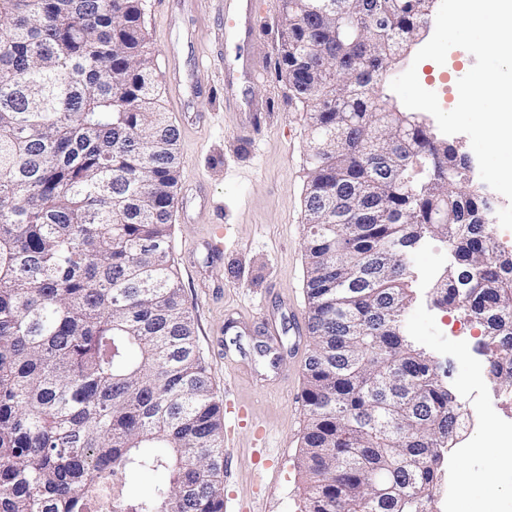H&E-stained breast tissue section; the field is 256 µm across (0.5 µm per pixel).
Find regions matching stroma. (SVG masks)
Returning <instances> with one entry per match:
<instances>
[{"label": "stroma", "instance_id": "1", "mask_svg": "<svg viewBox=\"0 0 512 512\" xmlns=\"http://www.w3.org/2000/svg\"><path fill=\"white\" fill-rule=\"evenodd\" d=\"M176 2L146 0L145 27L164 112L177 117L182 94L165 73L164 59L173 50L181 52L182 69L203 60L202 77L213 87L195 103L205 124L179 128L182 164L171 253L213 392L241 412L239 423L223 426L224 512H238L250 501L258 512H301L309 485L300 458L308 425L302 394L310 339L289 331L288 324H306L309 312L304 197L310 128L278 76L282 0H261L255 62L262 73L250 91L271 112L249 141L240 138V115L225 108L219 91L229 61L216 27L224 0H195L184 14ZM417 51L414 45L404 48L390 77L416 66L420 84L436 93L442 109H452L454 85L474 56L456 47L445 64L418 63ZM448 261V246L440 241L416 254L417 299L406 324L448 368L449 383H479L482 396L470 405L476 421L465 434L466 453L440 468L435 508L512 512V470L492 465L501 437L512 436V408L494 401L495 384L474 371L481 328L454 335L462 313L428 302L427 292Z\"/></svg>", "mask_w": 512, "mask_h": 512}]
</instances>
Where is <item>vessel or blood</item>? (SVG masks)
<instances>
[{
	"instance_id": "b4317fda",
	"label": "vessel or blood",
	"mask_w": 512,
	"mask_h": 512,
	"mask_svg": "<svg viewBox=\"0 0 512 512\" xmlns=\"http://www.w3.org/2000/svg\"><path fill=\"white\" fill-rule=\"evenodd\" d=\"M257 0H226L224 4V42L234 47L236 62L225 68L224 83L220 88L226 105L241 112V129L253 131L258 119V106L249 99L244 91L246 83L257 77L258 72L253 64L251 47L256 33L255 16ZM170 80L182 86L186 92L185 110H192L193 99L203 90L200 69L183 71L176 63H169Z\"/></svg>"
}]
</instances>
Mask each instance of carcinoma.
I'll return each instance as SVG.
<instances>
[{"label":"carcinoma","instance_id":"carcinoma-1","mask_svg":"<svg viewBox=\"0 0 512 512\" xmlns=\"http://www.w3.org/2000/svg\"><path fill=\"white\" fill-rule=\"evenodd\" d=\"M321 5L284 0L278 48L311 129L302 512H420L463 411L406 326L414 255L448 244L433 303L482 328L501 389L512 255L493 215L462 218L484 199L459 154L380 89L428 0ZM143 16L144 0H0V512H224L223 406L171 261L179 131ZM382 253L396 272L359 283ZM142 471L167 479L128 495Z\"/></svg>","mask_w":512,"mask_h":512}]
</instances>
